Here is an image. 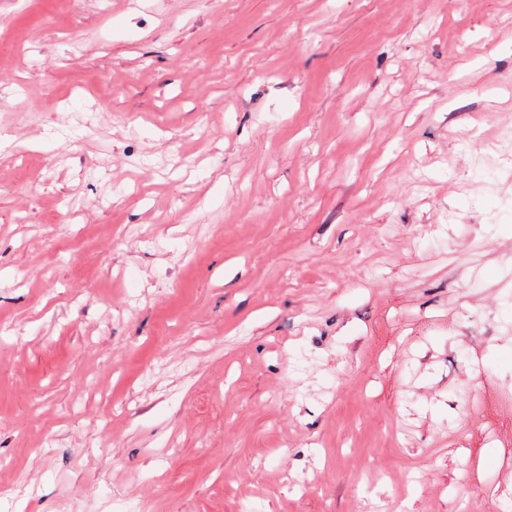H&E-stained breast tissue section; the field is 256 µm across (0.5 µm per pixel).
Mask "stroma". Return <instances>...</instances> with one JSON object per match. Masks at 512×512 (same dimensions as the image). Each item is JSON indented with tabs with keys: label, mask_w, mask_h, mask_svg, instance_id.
I'll return each mask as SVG.
<instances>
[{
	"label": "stroma",
	"mask_w": 512,
	"mask_h": 512,
	"mask_svg": "<svg viewBox=\"0 0 512 512\" xmlns=\"http://www.w3.org/2000/svg\"><path fill=\"white\" fill-rule=\"evenodd\" d=\"M490 124L512 0H0V512H500Z\"/></svg>",
	"instance_id": "1"
}]
</instances>
